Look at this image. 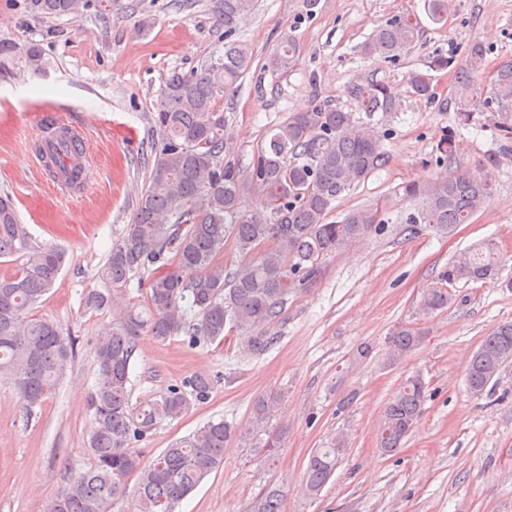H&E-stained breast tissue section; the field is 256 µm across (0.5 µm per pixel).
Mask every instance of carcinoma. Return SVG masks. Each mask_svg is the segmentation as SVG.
Segmentation results:
<instances>
[{"label":"carcinoma","instance_id":"carcinoma-1","mask_svg":"<svg viewBox=\"0 0 512 512\" xmlns=\"http://www.w3.org/2000/svg\"><path fill=\"white\" fill-rule=\"evenodd\" d=\"M99 11L112 0H26L33 18L75 15L80 7ZM255 0H210L217 26L224 28V52L187 73L173 71L159 92L152 120L161 132L154 144L155 165L149 185L138 197L135 215L101 271L111 290L126 287L132 277L149 272L142 307L118 308L116 322L104 326L95 346L98 366L88 393L91 413L89 448L92 466L67 478L49 505V512H109L125 495L128 478H137L139 512H173L224 461V448L246 436L266 435L264 460L275 459L282 436L269 431L278 396L254 401L243 427L224 420L210 421L191 437L145 462L131 447L155 424L178 419L192 402L205 397L212 381L203 376L185 380L159 398L134 406L129 370L134 340L146 330L165 341L184 334L222 342L233 329L254 352L265 351L270 340L254 330L279 320L291 296L314 282L327 256L360 242L383 224L378 210L355 209L339 222L328 221L333 203L345 192L385 166L389 154L378 124L360 122L355 112L371 117L401 108L399 94L385 83H356L348 88L356 111L329 104L290 113L270 126L257 146L252 168L243 174L226 159L233 149V132L220 109V98L235 92L251 62L250 48L234 39L239 21L252 13ZM417 19L399 17L379 26L365 44V53L396 57L418 39ZM298 55L295 41L286 36L268 54L265 71L279 76L292 68ZM483 59L478 43L470 46L465 63L440 57L433 67L455 66L461 91L460 116L479 106L512 105V64L496 73L490 95L477 91L474 75ZM414 93L432 95L431 78L414 73ZM61 149L49 152L46 167L56 178L77 186L84 168L80 139L65 127L56 131ZM405 195L419 201L416 214L404 225L415 238L431 229L451 234L457 226L485 208L493 197L491 180L464 172H450L445 180L408 183ZM256 195L260 204L243 207ZM233 239L240 261L227 270L218 256L224 241ZM23 258L16 273L0 279V377L11 381L27 410L41 405L55 391L73 342L53 321L37 319L31 309L53 288L65 263V253L32 244L12 199L0 196V257ZM499 249L487 240L465 252L443 273L457 281L485 282L496 276ZM452 302L444 288L424 293L420 308L426 314ZM425 341L422 328L405 325L389 339L388 360L398 362ZM512 366V321L485 336L465 369V384L477 399L493 396L501 374ZM424 380L413 375L387 403L377 444L388 452L401 447L425 411ZM344 440L334 437L309 457L304 490L316 496L341 461ZM286 491L268 485L256 495L247 512H282Z\"/></svg>","mask_w":512,"mask_h":512}]
</instances>
